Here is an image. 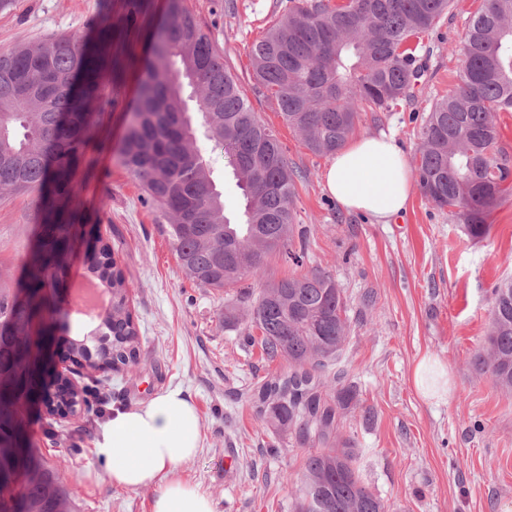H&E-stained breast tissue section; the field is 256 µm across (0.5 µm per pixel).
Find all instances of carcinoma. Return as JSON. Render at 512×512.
I'll return each instance as SVG.
<instances>
[{"label": "carcinoma", "instance_id": "cac0c4a2", "mask_svg": "<svg viewBox=\"0 0 512 512\" xmlns=\"http://www.w3.org/2000/svg\"><path fill=\"white\" fill-rule=\"evenodd\" d=\"M450 0H289L285 13L253 43L255 90L314 154L332 155L353 134L357 109L389 111L414 94L424 68L419 39L448 13ZM112 25L100 23L99 42L51 39L0 53V190L38 194L36 244L22 274L0 287V512H74L53 468L33 453L21 400L35 399L38 364H23L26 337L38 334L33 309L45 322L69 318L48 289L67 283L56 260L81 231L73 211L75 173L84 160L87 130L112 104L101 87L123 78L108 63L103 43ZM464 74L432 104L419 131L418 178L424 196L448 210L473 238L512 182V164L496 158L495 113L512 112V0H485L470 21ZM195 101L197 109L189 110ZM224 146L243 208L224 209L207 160L210 144ZM116 161L139 183L143 203L167 219L162 225L180 268L197 285L222 290L264 269L281 254L299 265L303 233L293 224L296 180L274 130L253 111L208 33L168 0L150 34L133 105ZM86 269L109 295L87 332L111 341L94 369L119 373L139 363V331L128 287L109 246L84 257ZM247 309L267 359L288 360L252 394L256 414L277 435L312 449L302 464L296 512H387L364 486L355 450L338 433V408L352 389L328 388L327 377L346 344L349 325L341 288L314 270L241 288L224 309V327ZM501 388L512 391V278L492 291L486 346L474 358Z\"/></svg>", "mask_w": 512, "mask_h": 512}]
</instances>
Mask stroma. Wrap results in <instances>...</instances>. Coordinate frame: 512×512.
Wrapping results in <instances>:
<instances>
[{"instance_id": "1", "label": "stroma", "mask_w": 512, "mask_h": 512, "mask_svg": "<svg viewBox=\"0 0 512 512\" xmlns=\"http://www.w3.org/2000/svg\"><path fill=\"white\" fill-rule=\"evenodd\" d=\"M127 0H0V52L55 37L89 38L106 15ZM286 0H184L243 86L254 112L276 132L298 172L295 223L307 238L302 265L274 257L251 286L318 269L330 273L346 302L350 337L338 366L353 399L339 411L340 432L359 451L365 485L388 512H512V393L474 363L485 344L492 289L512 276V192L489 217L481 239L414 191L393 224L339 207L324 188L328 157L310 152L275 108L254 91L251 44L277 20ZM484 0H453L425 37L431 51L414 97L387 112L361 113L354 138L393 130L410 168L419 163L420 127L432 103L463 74V47L471 18ZM166 0H142L135 21L112 40L111 55L127 72L104 96L133 100L146 37ZM106 112L88 133L93 161L81 167L76 206L95 224L125 273L129 304L141 334L140 363L122 373L72 372L78 388L95 387L91 410L60 418L30 406L25 433L76 512H152L158 489L136 491L101 481L105 461L94 450L112 407H134L170 389H183L201 424L197 456L175 472L200 487L216 512H294L305 448L288 440L271 449L270 430L258 418L249 391L288 369L267 360L249 342L247 323L225 329L230 295L197 286L179 267L135 179L115 153L125 114ZM38 199L0 194V284L13 285L34 239ZM433 395H422L415 369Z\"/></svg>"}]
</instances>
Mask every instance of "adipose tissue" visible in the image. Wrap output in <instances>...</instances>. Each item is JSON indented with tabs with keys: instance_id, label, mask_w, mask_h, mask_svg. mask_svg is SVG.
I'll return each mask as SVG.
<instances>
[{
	"instance_id": "ef3b65f1",
	"label": "adipose tissue",
	"mask_w": 512,
	"mask_h": 512,
	"mask_svg": "<svg viewBox=\"0 0 512 512\" xmlns=\"http://www.w3.org/2000/svg\"><path fill=\"white\" fill-rule=\"evenodd\" d=\"M324 186L344 210L388 224L406 211L414 180L389 131L337 151L325 170ZM200 446L197 410L181 389L171 388L142 406L114 408L100 428L95 451L106 462L103 479L112 487H157L152 512H215L205 492L174 476Z\"/></svg>"
}]
</instances>
